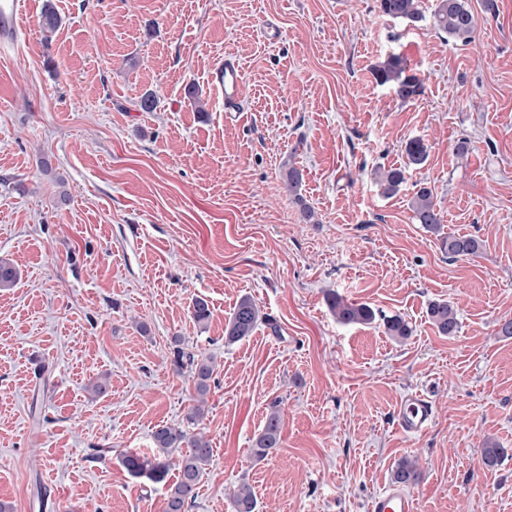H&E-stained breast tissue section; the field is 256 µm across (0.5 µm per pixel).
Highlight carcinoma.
I'll use <instances>...</instances> for the list:
<instances>
[{"label":"carcinoma","instance_id":"obj_1","mask_svg":"<svg viewBox=\"0 0 512 512\" xmlns=\"http://www.w3.org/2000/svg\"><path fill=\"white\" fill-rule=\"evenodd\" d=\"M380 13L417 23L424 19L421 0H377ZM434 26L448 37L463 42L471 38L475 29V18L467 0H437L432 13ZM38 27L43 37L50 38L60 27V17L54 6L46 4L41 12ZM374 77L380 84L391 86L395 95L409 101L421 95L423 81L418 75L409 72L405 60L392 54L380 62L374 69ZM405 158L398 167H382L376 172V180L383 193L397 194L407 181L409 170L422 167L428 158V146L421 138L410 139L405 146ZM283 186L288 197L302 204V215L306 222H311L314 211L303 204L301 196L302 173L294 166H289L283 173ZM413 219L424 225L430 232L440 237L441 249L452 259L467 258L476 255L480 241L468 235H440L443 224L440 207L434 200L432 190L419 188L411 202ZM19 278L18 269L7 260H0V290L14 287ZM331 312L336 320L344 325H370L376 319L372 307L364 303L351 302L335 293L327 296ZM427 317L439 334L453 336L458 332L459 319L456 309L444 300L433 301L428 305ZM270 319L261 307L249 295L242 296L233 307L232 313L224 327V344L233 345L252 335L261 323ZM388 335L398 341H405L412 336L413 329L409 322L398 315L383 318ZM173 364L177 370L184 368L191 372L197 391L196 404L186 415L190 424L202 420L204 416L205 397L210 390V381L214 373V361L208 356L187 351L178 346L174 350ZM282 417L278 408H272L266 415L264 425L255 438L252 453L262 461L279 448L281 441ZM153 449L149 453L126 451L120 456V463L133 478L153 484L167 483L171 469L178 470L177 481L167 491L165 512H185L188 504L195 498L206 467L213 457L210 441L202 432L190 433L180 426L159 425L152 433ZM507 455V449L496 442H487L482 449V462L487 467L497 465ZM394 480L404 485L419 481L420 472L413 460L404 458L399 461L393 473ZM232 512H256L257 499L254 491L247 485L238 486L232 498Z\"/></svg>","mask_w":512,"mask_h":512}]
</instances>
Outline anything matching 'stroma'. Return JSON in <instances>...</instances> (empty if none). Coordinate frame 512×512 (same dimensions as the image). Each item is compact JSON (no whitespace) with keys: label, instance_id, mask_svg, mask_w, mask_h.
Segmentation results:
<instances>
[{"label":"stroma","instance_id":"obj_1","mask_svg":"<svg viewBox=\"0 0 512 512\" xmlns=\"http://www.w3.org/2000/svg\"><path fill=\"white\" fill-rule=\"evenodd\" d=\"M44 2L27 0V33L0 56V259L20 271L0 291V501L164 512L166 487L119 455L148 451L157 425L186 426L196 391L172 365L178 337L215 360L199 424L214 456L187 512H231L242 482L257 512H367L404 456L423 512H512V336L498 333L512 318V0H469L468 44L435 28L436 0L417 23L376 0H52L48 41ZM229 52L245 107L230 121L211 83ZM393 53L422 79L416 99L373 76ZM413 138L425 165L383 196L374 169L402 163ZM420 186L478 255L449 258L415 223ZM331 292L400 315L412 336L338 323ZM244 295L273 323L225 345ZM434 300L457 309L456 335L429 322ZM416 391L434 419L405 435L394 413ZM274 403L280 448L258 461ZM489 439L509 450L492 469Z\"/></svg>","mask_w":512,"mask_h":512}]
</instances>
